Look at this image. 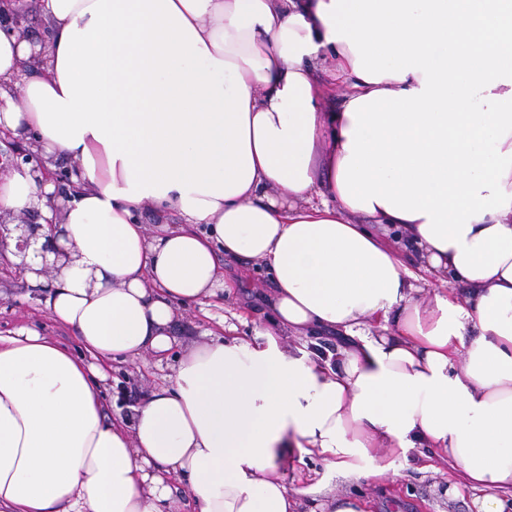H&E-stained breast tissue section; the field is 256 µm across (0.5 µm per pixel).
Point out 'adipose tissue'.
<instances>
[{"mask_svg":"<svg viewBox=\"0 0 512 512\" xmlns=\"http://www.w3.org/2000/svg\"><path fill=\"white\" fill-rule=\"evenodd\" d=\"M41 10L43 43L0 32V128L66 160L75 189L57 224L53 184L14 170L0 213L39 210L70 251L43 305L79 350L0 336V512H175L174 478L195 512H301L283 468L316 458L358 480L411 454L477 490V512H506L512 0ZM148 203L181 224L148 234ZM223 257L271 275L267 320L249 336L217 320L133 415L106 416L102 363L169 352L178 305L223 306ZM324 331L336 352L281 344Z\"/></svg>","mask_w":512,"mask_h":512,"instance_id":"adipose-tissue-1","label":"adipose tissue"}]
</instances>
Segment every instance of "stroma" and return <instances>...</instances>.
Segmentation results:
<instances>
[{
  "instance_id": "35a3bbf8",
  "label": "stroma",
  "mask_w": 512,
  "mask_h": 512,
  "mask_svg": "<svg viewBox=\"0 0 512 512\" xmlns=\"http://www.w3.org/2000/svg\"><path fill=\"white\" fill-rule=\"evenodd\" d=\"M224 274L241 278L245 288L236 299L226 302L224 315L241 313L248 322L260 321L257 295L273 286L266 271L229 260L224 264ZM211 325L198 305L179 306L171 327L176 339L171 355L159 358L148 353L133 362L113 364L104 383L105 404L123 408L136 405L145 392L166 381L176 356L205 343L204 332ZM22 326L36 327L70 350L78 348L72 334L46 315L38 290L28 287L24 277L0 269V334H9ZM393 468V475L387 477L349 482L322 463L310 461L286 469L284 477L288 488L315 491L320 501L335 491L368 498L373 512H476L474 491L448 493L447 487L454 480L452 471L421 473L413 459L402 457L395 459Z\"/></svg>"
}]
</instances>
